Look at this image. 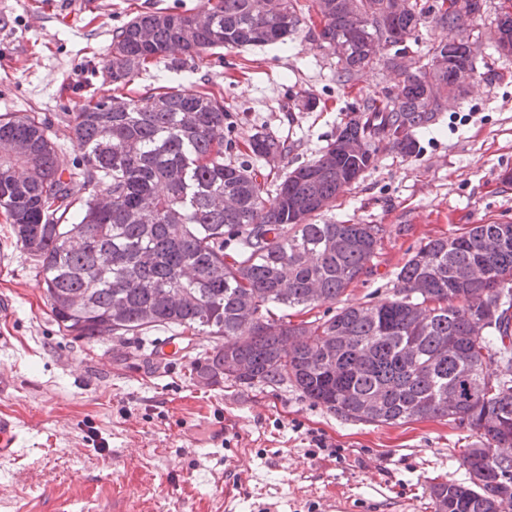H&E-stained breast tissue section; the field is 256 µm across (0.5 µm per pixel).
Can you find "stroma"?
<instances>
[{
	"instance_id": "35a3bbf8",
	"label": "stroma",
	"mask_w": 512,
	"mask_h": 512,
	"mask_svg": "<svg viewBox=\"0 0 512 512\" xmlns=\"http://www.w3.org/2000/svg\"><path fill=\"white\" fill-rule=\"evenodd\" d=\"M94 2L89 12L73 0H0V114L47 117L72 160L80 152L65 117L112 95L113 33L139 13L195 12L204 0ZM509 8L512 0H484L465 34L483 44L476 77L433 129L416 132L417 152L379 151L339 194L331 219L380 224L386 234L371 271L339 303L298 320L391 297L398 268L430 239L512 223V57L490 40ZM465 35L420 25L405 44L413 73H424L434 44ZM398 81L378 65L338 82L335 56L302 32L283 45L162 59L124 92L182 86L223 96L226 140L272 133L291 145L271 170L277 182L314 159L360 99ZM169 335L159 328L88 343L60 329L0 214V415L22 433L17 459L0 463V512H434L430 486L468 478L460 459L477 437L467 429L444 419L347 421L286 384L198 382L188 368L215 338L155 355ZM319 436L325 447H316Z\"/></svg>"
}]
</instances>
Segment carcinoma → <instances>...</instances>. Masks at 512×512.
Wrapping results in <instances>:
<instances>
[{"instance_id":"cac0c4a2","label":"carcinoma","mask_w":512,"mask_h":512,"mask_svg":"<svg viewBox=\"0 0 512 512\" xmlns=\"http://www.w3.org/2000/svg\"><path fill=\"white\" fill-rule=\"evenodd\" d=\"M370 16L351 52L336 60L348 82L372 67L362 47L395 51L384 66L403 79L382 98H363L318 158L293 169L275 191L248 161L224 162V101L190 88L148 89L89 99L68 117L80 161H69L38 114L0 116V210L36 275L58 325L89 342L139 336L159 327L181 339L224 340L192 362L190 375L249 387L289 384L337 416L402 424L445 419L456 396L459 424L478 436L461 466L468 483L430 487L435 512H512V376L492 378L497 363L512 373V311L481 335L467 316L484 314L503 289L512 292V244L498 240L512 224H474L420 246L396 272L391 298L346 305L324 321L294 323L288 310L334 303L371 271L386 233L381 224H312L335 207L349 167L340 153L359 140L369 156L382 148L416 150L414 133L436 124L442 106L426 100L425 79L446 85L476 69L477 42L432 47L441 66L410 75L398 48L402 33L424 19L454 26L457 0H359ZM319 23L320 47L347 36L338 0H207L193 13L139 14L112 35L108 69L129 84L154 61L179 52L190 59L216 48L285 43L302 19ZM254 158L285 156L271 134L244 142ZM84 190L78 196L74 187ZM307 216L297 219V212ZM499 448L495 464L487 452Z\"/></svg>"}]
</instances>
